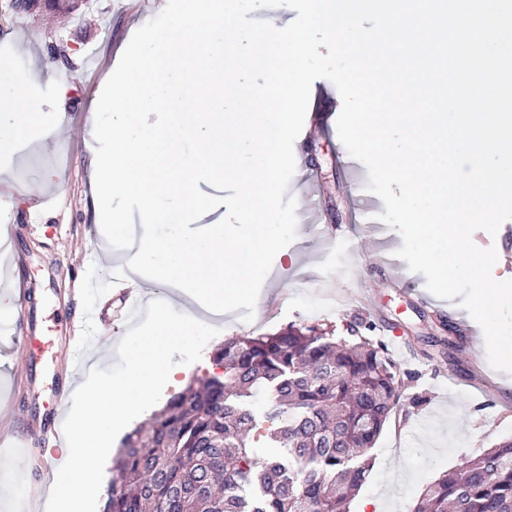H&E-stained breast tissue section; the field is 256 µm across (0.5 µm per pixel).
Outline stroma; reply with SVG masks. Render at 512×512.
<instances>
[{"mask_svg": "<svg viewBox=\"0 0 512 512\" xmlns=\"http://www.w3.org/2000/svg\"><path fill=\"white\" fill-rule=\"evenodd\" d=\"M166 2L79 0L66 12L0 11V73H35L37 97L65 113L50 146L25 142L0 153V173L12 185L0 201V292L17 293L21 275L34 283L30 307L42 345L36 355L19 346L10 329L13 314L0 313V356L11 358L10 367L0 371V429L22 431L40 423L51 408L57 376L68 361L65 330L83 314L85 276L103 282L96 303L107 342L100 356L109 367L118 361L121 333L130 327L129 304L105 281L113 268L127 263L129 253L109 246L95 222L89 104L116 68L133 28ZM56 46L67 50L68 61L54 59ZM62 86L68 89L63 97ZM314 87L319 97L309 105L294 144L296 171L288 190L302 219L296 238L286 254L276 255L253 322H242L235 311L217 318L201 313V321L220 333L165 390L174 392L214 372L212 347L224 339L291 324H328L343 336L351 326L372 321L375 339L397 364L402 400L371 450L373 468L351 512H360V502L369 498L383 512H411L423 489L461 457L479 456L512 438V375L491 367L466 311L431 294L424 276L397 257L402 237L380 221L385 207L366 189V167L345 164L347 151L338 134L324 128L326 116H339L341 97L329 80H316ZM473 241L495 247L503 262L493 267V277L512 280V220L493 235L475 231ZM443 319L458 323L461 331L447 355L428 342ZM9 454L0 462V512L42 510L45 501L32 496L42 478L28 468L30 449L13 448Z\"/></svg>", "mask_w": 512, "mask_h": 512, "instance_id": "1", "label": "stroma"}]
</instances>
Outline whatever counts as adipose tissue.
Listing matches in <instances>:
<instances>
[{
	"label": "adipose tissue",
	"mask_w": 512,
	"mask_h": 512,
	"mask_svg": "<svg viewBox=\"0 0 512 512\" xmlns=\"http://www.w3.org/2000/svg\"><path fill=\"white\" fill-rule=\"evenodd\" d=\"M33 83L32 76L24 74L0 77V146L28 138L34 129L62 125V113L37 110Z\"/></svg>",
	"instance_id": "obj_1"
}]
</instances>
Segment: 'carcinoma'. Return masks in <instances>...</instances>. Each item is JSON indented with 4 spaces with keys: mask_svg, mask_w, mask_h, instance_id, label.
Segmentation results:
<instances>
[{
    "mask_svg": "<svg viewBox=\"0 0 512 512\" xmlns=\"http://www.w3.org/2000/svg\"><path fill=\"white\" fill-rule=\"evenodd\" d=\"M370 331L291 325L224 340L211 353L222 373L125 435L103 512H349L401 400ZM412 512H512V440L463 459Z\"/></svg>",
    "mask_w": 512,
    "mask_h": 512,
    "instance_id": "obj_1",
    "label": "carcinoma"
}]
</instances>
